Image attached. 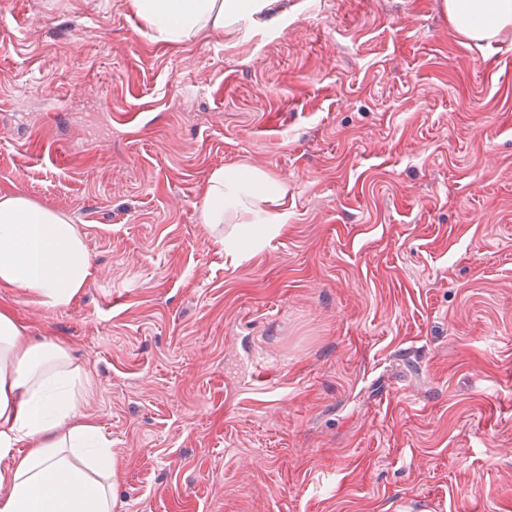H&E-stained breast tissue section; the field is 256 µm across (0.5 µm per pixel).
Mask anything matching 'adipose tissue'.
<instances>
[{
  "label": "adipose tissue",
  "mask_w": 512,
  "mask_h": 512,
  "mask_svg": "<svg viewBox=\"0 0 512 512\" xmlns=\"http://www.w3.org/2000/svg\"><path fill=\"white\" fill-rule=\"evenodd\" d=\"M273 0H131L152 36L184 44L209 29L262 19ZM464 39L487 44L512 27V0H443ZM286 187L247 166L219 168L207 179L201 217L218 229L226 255L242 260L281 226ZM85 236L63 214L18 193L0 195V292L23 291L47 308L70 306L94 276ZM90 372L50 338L27 336L0 309V512H112L109 450L77 403Z\"/></svg>",
  "instance_id": "adipose-tissue-1"
}]
</instances>
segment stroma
I'll return each mask as SVG.
<instances>
[{"mask_svg":"<svg viewBox=\"0 0 512 512\" xmlns=\"http://www.w3.org/2000/svg\"><path fill=\"white\" fill-rule=\"evenodd\" d=\"M442 2L278 0L170 46L129 0H0V192L95 269L0 306L88 366L113 512H512V28L463 42ZM239 165L288 197L233 263L201 203Z\"/></svg>","mask_w":512,"mask_h":512,"instance_id":"obj_1","label":"stroma"}]
</instances>
